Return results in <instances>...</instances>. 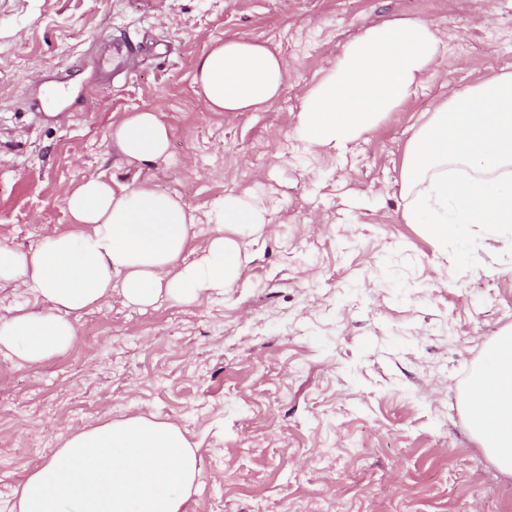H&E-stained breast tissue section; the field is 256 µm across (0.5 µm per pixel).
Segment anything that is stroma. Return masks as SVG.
<instances>
[{"instance_id":"35a3bbf8","label":"stroma","mask_w":512,"mask_h":512,"mask_svg":"<svg viewBox=\"0 0 512 512\" xmlns=\"http://www.w3.org/2000/svg\"><path fill=\"white\" fill-rule=\"evenodd\" d=\"M432 24L434 74L365 139L311 152L304 92L367 29ZM253 38L286 79L267 109L207 111L199 56ZM512 70V0H0V243L68 227L64 187L145 178L193 209L194 252L228 196L268 226L224 293L147 307L120 291L44 364L0 355V512L73 432L177 422L200 477L184 512H512V476L472 436L474 370L512 329V245L405 223V146L445 88ZM151 109L166 160L128 164L110 125Z\"/></svg>"}]
</instances>
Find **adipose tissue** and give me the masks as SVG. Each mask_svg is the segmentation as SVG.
<instances>
[{
	"mask_svg": "<svg viewBox=\"0 0 512 512\" xmlns=\"http://www.w3.org/2000/svg\"><path fill=\"white\" fill-rule=\"evenodd\" d=\"M442 51L423 21L387 23L350 43L305 93L298 138L308 149L342 148L377 126L431 76ZM197 94L211 112L242 113L277 99L285 82L279 55L264 43L224 42L197 60ZM110 139L128 162L169 155V127L150 109L113 122ZM403 218L438 240L479 226L512 243V71L476 80L428 110L410 136L403 165ZM71 228L29 250L0 244V287L42 304L20 305L0 322V354L48 362L77 341L81 313L121 289L127 303L160 297L193 304L223 291L248 262L243 236L266 227L263 210L225 198L207 248L187 260L196 216L176 191L102 176L64 190ZM469 424L496 468L512 476V331L484 352L471 379ZM199 477L182 428L139 413L71 435L21 483L17 512H182Z\"/></svg>",
	"mask_w": 512,
	"mask_h": 512,
	"instance_id": "1",
	"label": "adipose tissue"
}]
</instances>
